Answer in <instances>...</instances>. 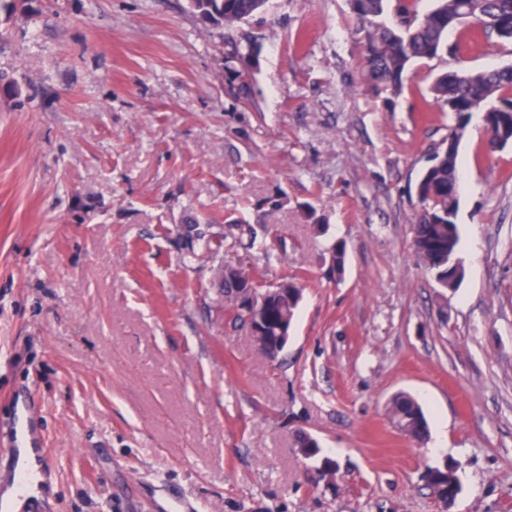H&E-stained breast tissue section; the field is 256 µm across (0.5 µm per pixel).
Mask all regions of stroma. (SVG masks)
<instances>
[{
    "label": "stroma",
    "instance_id": "1",
    "mask_svg": "<svg viewBox=\"0 0 512 512\" xmlns=\"http://www.w3.org/2000/svg\"><path fill=\"white\" fill-rule=\"evenodd\" d=\"M448 41L460 54L393 95L363 76L350 0H269L230 32L185 0L0 15V416L30 388L55 512H171L174 493L196 512H512V145L480 115L458 146L459 288L411 246L454 125L434 77L512 65L496 37ZM228 260L303 289L277 360L224 317ZM401 391L425 440L389 420ZM447 462L445 506L425 473Z\"/></svg>",
    "mask_w": 512,
    "mask_h": 512
}]
</instances>
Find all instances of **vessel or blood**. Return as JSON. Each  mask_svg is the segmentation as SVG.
Returning <instances> with one entry per match:
<instances>
[{
  "label": "vessel or blood",
  "instance_id": "1",
  "mask_svg": "<svg viewBox=\"0 0 512 512\" xmlns=\"http://www.w3.org/2000/svg\"><path fill=\"white\" fill-rule=\"evenodd\" d=\"M37 444L33 406L15 405L0 421V482L13 490L11 499L0 498V512H51L48 484L54 468Z\"/></svg>",
  "mask_w": 512,
  "mask_h": 512
}]
</instances>
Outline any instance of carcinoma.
Returning a JSON list of instances; mask_svg holds the SVG:
<instances>
[{"label": "carcinoma", "mask_w": 512, "mask_h": 512, "mask_svg": "<svg viewBox=\"0 0 512 512\" xmlns=\"http://www.w3.org/2000/svg\"><path fill=\"white\" fill-rule=\"evenodd\" d=\"M395 2L394 24H387L389 2ZM268 0H191L188 8L203 23L232 28L265 11ZM357 30L364 33V73L368 81L397 93L404 74L417 60H432L448 53V21L470 26L471 40L497 36L512 42V0H434L427 12L417 11V0H359L353 9ZM430 91L436 102L452 104L455 126L448 137L458 141L468 125L470 114L493 103L507 111L508 123L497 125L489 135V145L512 141V67L486 70L454 69L439 74ZM420 214L413 225L414 247L419 261L430 271L436 284L455 291L460 281L452 270L458 258L459 232L454 217L459 199L458 153L448 155L442 146L431 153L428 168L421 173L416 187ZM335 265L331 272H345L347 250L343 242L333 248ZM288 296H274L263 309L264 333L256 337L257 348L278 347L279 327L283 320L294 321L302 301L296 285L285 282ZM392 422L405 435L424 440L428 422L417 400L407 393L395 395L389 402ZM298 447L307 457L321 452L310 434L299 436Z\"/></svg>", "instance_id": "carcinoma-1"}]
</instances>
